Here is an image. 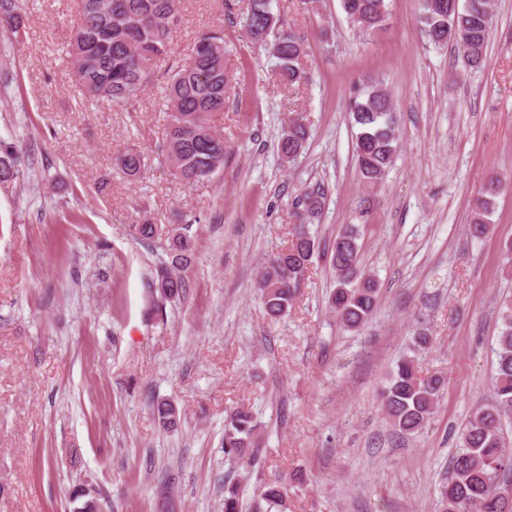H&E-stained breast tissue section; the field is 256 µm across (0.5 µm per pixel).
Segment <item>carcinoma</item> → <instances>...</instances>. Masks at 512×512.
Segmentation results:
<instances>
[{"label": "carcinoma", "mask_w": 512, "mask_h": 512, "mask_svg": "<svg viewBox=\"0 0 512 512\" xmlns=\"http://www.w3.org/2000/svg\"><path fill=\"white\" fill-rule=\"evenodd\" d=\"M348 18L367 35L386 28L387 0H341ZM23 0H0V26H7L13 38H23ZM180 15V0H78V15L69 35L68 57L75 82L87 102L106 101L128 107L158 79L157 61L169 52V39ZM429 41L436 46L457 48L472 69L485 62L494 14L489 0H467L458 8L451 0H424L420 18ZM239 24L250 40L275 61V72L284 86L298 88L308 80L303 37L272 10V0H249ZM224 26L201 33L188 61L168 70L164 106L167 122L161 157L170 175L194 185L217 178L224 170L228 145L216 125L224 111L232 85L224 60ZM359 132L354 147L362 181L380 183L397 150L392 101L383 86L372 84L365 98L351 103ZM308 128L301 115L288 119L278 142V151L291 161L303 150ZM115 167L131 181L142 178L147 160L135 148L114 158ZM25 174L22 150L0 139V184L15 182ZM512 189V181L491 175L474 201L469 233L480 238L488 230V216L497 195ZM325 204L319 187L300 188L293 198L294 225L288 247L267 258L257 269L255 288L273 320L288 313L313 258L319 251L317 232L311 228ZM136 241L161 244L158 227L144 222L129 226ZM360 230L348 225L333 242L330 266L335 288L328 304L338 322L347 330L362 328L377 306L376 280L361 267ZM192 240L185 233L166 241L169 262L161 265L153 282L160 297L176 299L187 283L180 269L189 261ZM501 328L497 338L494 394L491 403L478 407L461 433L460 451L453 457L451 476L438 488L441 512H503L497 501L498 477L512 476V451L503 439L502 421L512 416V301L499 310ZM431 337L423 332L413 336L412 354L398 361L382 391V407L390 424L402 435L421 432L442 396L445 383L440 377L421 378L416 355L426 350ZM152 411L166 426L179 420L175 404L152 403ZM259 425L250 410L240 407L224 419V457L235 463L252 464L259 452ZM287 480L281 476L263 481L259 495L244 504L239 482H224V512H288Z\"/></svg>", "instance_id": "carcinoma-1"}]
</instances>
